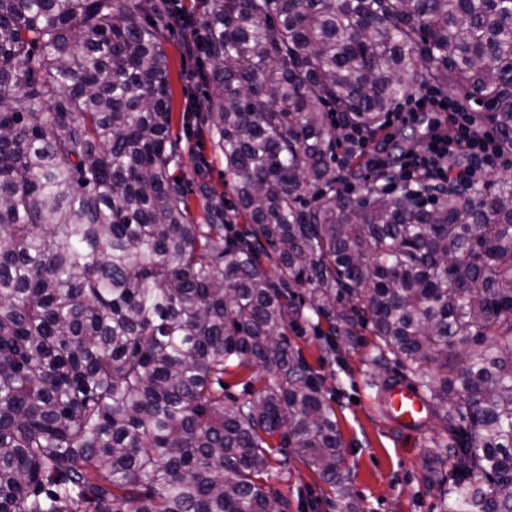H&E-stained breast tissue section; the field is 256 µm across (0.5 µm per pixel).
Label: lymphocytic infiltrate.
<instances>
[{"mask_svg": "<svg viewBox=\"0 0 512 512\" xmlns=\"http://www.w3.org/2000/svg\"><path fill=\"white\" fill-rule=\"evenodd\" d=\"M406 115L416 121L428 117L429 123L423 141L402 156L398 169L389 168L381 148L370 147L364 134L349 132L344 136L349 150H367L369 170L388 187L451 178L466 183L472 171H488L500 155L495 138L478 129L472 114L437 88L428 87L411 95L407 112L390 113L385 124L393 126Z\"/></svg>", "mask_w": 512, "mask_h": 512, "instance_id": "1", "label": "lymphocytic infiltrate"}]
</instances>
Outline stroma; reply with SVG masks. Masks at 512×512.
<instances>
[{
	"mask_svg": "<svg viewBox=\"0 0 512 512\" xmlns=\"http://www.w3.org/2000/svg\"><path fill=\"white\" fill-rule=\"evenodd\" d=\"M187 35L174 29L164 35L172 95L173 135L180 163L174 174L188 191L195 216L203 214L199 182L216 193L224 191V158L212 151L208 138H197L198 119L183 120L188 98H201L204 87H187L182 78L191 61L184 51ZM313 312L288 330V338L314 368L336 411L343 438L340 474L351 488L361 512H437L439 480L450 466L438 462L434 442L439 421L407 433L394 425L379 406L381 378L370 363L371 336L363 329L336 339L339 360L327 358L326 338L316 327ZM271 488L288 503V512H340L335 494L313 470L290 457L286 467L272 468Z\"/></svg>",
	"mask_w": 512,
	"mask_h": 512,
	"instance_id": "obj_1",
	"label": "stroma"
}]
</instances>
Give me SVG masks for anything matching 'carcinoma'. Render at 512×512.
Segmentation results:
<instances>
[{
    "mask_svg": "<svg viewBox=\"0 0 512 512\" xmlns=\"http://www.w3.org/2000/svg\"><path fill=\"white\" fill-rule=\"evenodd\" d=\"M200 8L232 194L203 187V223L172 172L152 0H0V512H287L266 475L290 453L348 495L336 411L286 333L302 288L442 423L440 512H512V177L378 203L334 168L338 129L434 84L488 105L512 154V0Z\"/></svg>",
    "mask_w": 512,
    "mask_h": 512,
    "instance_id": "1",
    "label": "carcinoma"
}]
</instances>
